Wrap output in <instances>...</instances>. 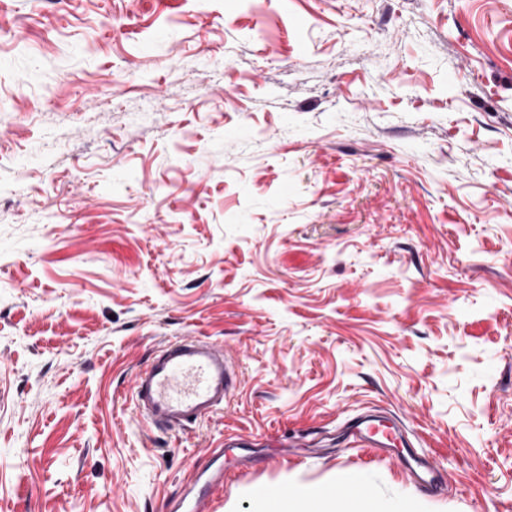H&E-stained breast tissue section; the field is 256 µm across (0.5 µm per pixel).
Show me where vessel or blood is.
<instances>
[{"mask_svg": "<svg viewBox=\"0 0 512 512\" xmlns=\"http://www.w3.org/2000/svg\"><path fill=\"white\" fill-rule=\"evenodd\" d=\"M240 375L223 348L206 336H183L163 345L133 377L138 416L151 426L184 429L223 409L236 391ZM354 447L372 454L406 449L418 485L437 487L441 468L432 458L409 448L401 427L386 417L359 415L350 426ZM224 485V468L217 465L198 473L193 485L175 499L170 512H202L206 499Z\"/></svg>", "mask_w": 512, "mask_h": 512, "instance_id": "vessel-or-blood-1", "label": "vessel or blood"}]
</instances>
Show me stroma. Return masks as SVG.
Returning a JSON list of instances; mask_svg holds the SVG:
<instances>
[{"label":"stroma","instance_id":"obj_1","mask_svg":"<svg viewBox=\"0 0 512 512\" xmlns=\"http://www.w3.org/2000/svg\"><path fill=\"white\" fill-rule=\"evenodd\" d=\"M194 334L241 384L154 429ZM368 407L444 492L338 442ZM228 434L205 512H512V0H0V512H167ZM239 384L223 348L207 336H182L134 373L135 409L151 426L185 429L224 409ZM278 503V509H273V501ZM266 511L283 512H368V497L363 495L358 501L343 497L337 504L334 490L324 487L316 490L280 488L271 492V497L265 498Z\"/></svg>","mask_w":512,"mask_h":512}]
</instances>
